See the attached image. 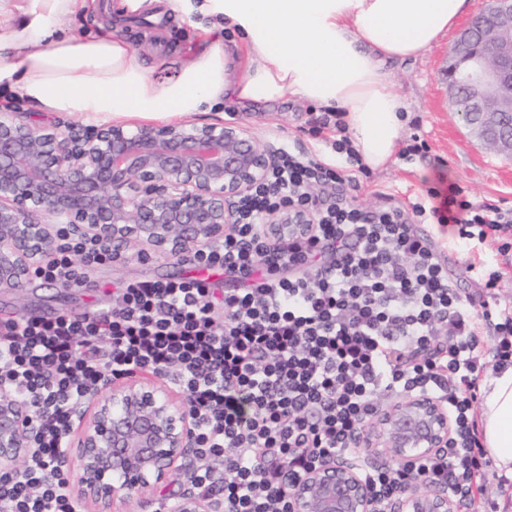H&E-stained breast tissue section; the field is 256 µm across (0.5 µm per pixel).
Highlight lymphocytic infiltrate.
<instances>
[{
	"label": "lymphocytic infiltrate",
	"mask_w": 512,
	"mask_h": 512,
	"mask_svg": "<svg viewBox=\"0 0 512 512\" xmlns=\"http://www.w3.org/2000/svg\"><path fill=\"white\" fill-rule=\"evenodd\" d=\"M358 189L345 165L281 150L237 201L223 241L187 259L223 269L234 287L222 302L203 280H143L93 314L0 324V385L40 411L26 466L0 472V512H82L61 469L73 411L106 380L137 372L188 392L199 455L216 461L193 484L223 512H289L300 476L355 457L386 400L416 393L447 406L453 439L430 458L364 467L375 512L420 483L459 500L480 494L479 383L512 363V309L463 296L420 227L496 242L512 234V208L474 204L442 175L408 205L367 210ZM285 206L316 222L275 248L261 219ZM115 260L109 243L67 237L38 275L78 283Z\"/></svg>",
	"instance_id": "lymphocytic-infiltrate-1"
}]
</instances>
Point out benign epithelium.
Returning a JSON list of instances; mask_svg holds the SVG:
<instances>
[{"label":"benign epithelium","mask_w":512,"mask_h":512,"mask_svg":"<svg viewBox=\"0 0 512 512\" xmlns=\"http://www.w3.org/2000/svg\"><path fill=\"white\" fill-rule=\"evenodd\" d=\"M451 106L475 140L512 156V0H487L448 55ZM279 150L239 122L115 123L65 133L37 126L15 107L0 110V289H17L61 238L109 241L113 251L178 260L224 239L237 223L231 201L262 184ZM310 213L291 207L265 215L270 242L309 233ZM33 399L0 387V470L31 447ZM69 435L79 448L78 491L93 512H119L151 497L179 473L196 431L187 394L159 374H136L84 398ZM447 408L417 393L382 408L358 438L361 457L410 461L448 447ZM167 512H220L208 497L167 499ZM290 512H373L358 463L337 460L300 477ZM441 489L406 491L388 512H459Z\"/></svg>","instance_id":"benign-epithelium-1"}]
</instances>
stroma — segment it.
Listing matches in <instances>:
<instances>
[{
	"label": "stroma",
	"instance_id": "stroma-1",
	"mask_svg": "<svg viewBox=\"0 0 512 512\" xmlns=\"http://www.w3.org/2000/svg\"><path fill=\"white\" fill-rule=\"evenodd\" d=\"M109 22L148 59L171 52L188 59L204 45L191 27L179 28L148 14L113 16ZM452 43V38H445L426 56L391 66L394 88L404 98L411 116L405 134L420 136L429 148L410 155L398 154L387 170L370 173L358 193L363 207H382L391 196L400 201L416 197L434 185L442 174L458 183L473 202L512 207V158L498 156L477 144L450 106L445 69ZM313 110L312 104L300 101L270 107L248 105L199 113L193 121L197 124L241 122L249 125L258 138L275 147H286L325 160L336 159V152L323 135L310 129L308 120ZM484 251V246L478 243L461 242L446 252L458 287L477 302L488 297L481 280L465 271L463 261L476 258ZM196 273V268L186 264L152 259L98 266L78 288H55L35 278L25 288L0 292V319L83 313L94 308L104 292L122 283L176 280Z\"/></svg>",
	"mask_w": 512,
	"mask_h": 512
}]
</instances>
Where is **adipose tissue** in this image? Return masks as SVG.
Masks as SVG:
<instances>
[{
  "instance_id": "ef3b65f1",
  "label": "adipose tissue",
  "mask_w": 512,
  "mask_h": 512,
  "mask_svg": "<svg viewBox=\"0 0 512 512\" xmlns=\"http://www.w3.org/2000/svg\"><path fill=\"white\" fill-rule=\"evenodd\" d=\"M468 7L469 0H119L117 15L167 14L209 38L190 59L150 65L112 31L61 30V19L84 15L89 0H0V93L94 123L303 100L342 113L361 163L382 171L409 120L387 62L431 52ZM480 397L487 455L512 477V365L486 379Z\"/></svg>"
}]
</instances>
